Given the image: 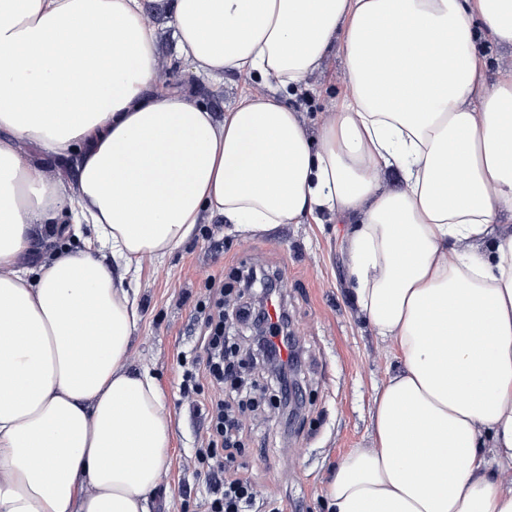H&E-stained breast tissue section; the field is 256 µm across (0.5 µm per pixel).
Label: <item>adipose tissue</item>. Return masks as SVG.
I'll use <instances>...</instances> for the list:
<instances>
[{
    "instance_id": "adipose-tissue-1",
    "label": "adipose tissue",
    "mask_w": 512,
    "mask_h": 512,
    "mask_svg": "<svg viewBox=\"0 0 512 512\" xmlns=\"http://www.w3.org/2000/svg\"><path fill=\"white\" fill-rule=\"evenodd\" d=\"M169 24L196 74L274 91L219 119L158 88L141 0H0V512H151L173 431L130 361L128 276L206 212L349 223L356 309L398 365L327 512H512V73L487 83L476 46H512V0H174ZM334 52L349 92L314 135L281 93ZM70 156L76 185L44 175ZM68 222L85 249L21 264L32 225Z\"/></svg>"
}]
</instances>
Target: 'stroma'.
I'll return each mask as SVG.
<instances>
[{
	"mask_svg": "<svg viewBox=\"0 0 512 512\" xmlns=\"http://www.w3.org/2000/svg\"><path fill=\"white\" fill-rule=\"evenodd\" d=\"M157 29L161 60L170 89L184 90L216 114H224L245 94L267 92L258 78L229 72L222 84L194 75L179 57L169 24L171 0H142ZM348 91L344 60L334 53L296 89L288 104L310 131L335 111ZM347 224H281L244 234L223 218L205 214L196 234L164 260L144 259L137 282L141 320L130 360L147 368L163 390L171 414V464L155 493L152 512H204L209 495L198 478L194 450L207 438L209 418L201 405L211 394L209 379L199 392L179 389L184 357L201 354V323L195 306L208 296L212 279L224 280V307L232 309L243 270H266L284 280L281 298L288 313L297 364L298 398L290 406L275 396L272 370L253 349L250 324L233 323L241 345V379L257 410H244L243 445L234 451L238 475L254 482L265 512H325L324 490L338 462L365 447L371 432L370 406L377 387L397 361L391 347L374 336L358 315L350 294ZM23 265L38 266L58 249H80L81 239L55 236L40 224Z\"/></svg>",
	"mask_w": 512,
	"mask_h": 512,
	"instance_id": "1",
	"label": "stroma"
}]
</instances>
